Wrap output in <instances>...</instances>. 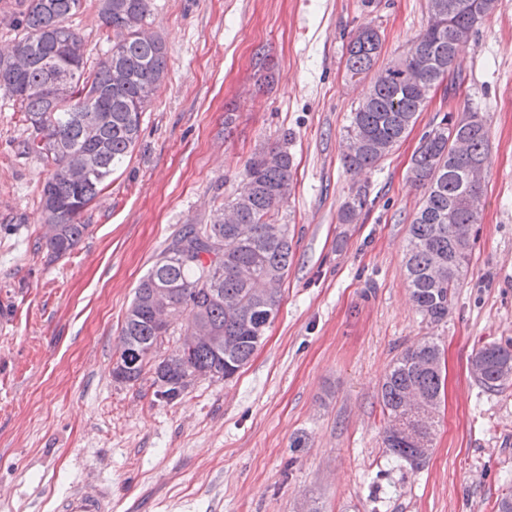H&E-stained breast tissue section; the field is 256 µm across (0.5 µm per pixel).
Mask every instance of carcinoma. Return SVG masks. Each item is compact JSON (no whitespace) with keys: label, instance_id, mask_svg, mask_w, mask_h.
Masks as SVG:
<instances>
[{"label":"carcinoma","instance_id":"carcinoma-1","mask_svg":"<svg viewBox=\"0 0 512 512\" xmlns=\"http://www.w3.org/2000/svg\"><path fill=\"white\" fill-rule=\"evenodd\" d=\"M81 2L27 0L14 21L22 33L10 51L0 53V90L19 103L26 125L18 154L52 168L41 196L48 226L45 246L52 258L71 251L83 236V214L134 149L141 116L167 67L162 37L144 36L150 0H99L104 40L111 42L115 31L124 40L87 65L83 39L68 23ZM462 2L465 7L450 17L448 0H428L427 24L416 46L379 69L380 34L372 27L355 32L346 49V70L350 79H366L368 85L350 113L342 142L347 171L377 167L413 129L431 91L445 82L454 89L461 81L460 48L495 9V0ZM15 57H29L32 63L18 70ZM112 58L123 72L118 84ZM98 109L102 120L88 123V112ZM82 157L94 158L96 168L83 182H72L65 170ZM488 158V125L471 122L467 110L445 114L422 134L413 155L408 179L422 197L409 225L405 267L412 300L431 324L448 318L453 291L467 275L472 244L459 253L455 238L480 223ZM292 168L288 146L261 149L249 159L240 188L217 209L224 218L188 224L173 235L125 314L118 358L122 382H137L150 371L158 395L173 402L187 385L179 383L170 365L183 371L222 369L228 380L249 362L278 312L280 285L292 257L288 225L275 220L291 195ZM366 204V194L356 191L340 209L339 223H358ZM154 288L170 290L168 321L154 309ZM185 314V331L202 322L222 337V346L178 347L168 358L157 359L171 328ZM439 358V345L432 340L397 356L380 388L387 417L406 413L413 392L440 397L444 377L434 367ZM471 365L478 366L473 375L484 387H498L512 376V347L485 344L475 351ZM384 445L391 456L421 468L412 462L413 444L406 437L393 433L384 437Z\"/></svg>","mask_w":512,"mask_h":512}]
</instances>
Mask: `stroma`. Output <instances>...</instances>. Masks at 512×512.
<instances>
[{"label":"stroma","mask_w":512,"mask_h":512,"mask_svg":"<svg viewBox=\"0 0 512 512\" xmlns=\"http://www.w3.org/2000/svg\"><path fill=\"white\" fill-rule=\"evenodd\" d=\"M167 71L135 149L51 259L40 196L50 171L22 157L19 105L0 91V512H53L79 483L112 512H497L512 493V378L470 369L512 344V0L459 53L462 81L434 91L410 134L361 175L341 145L361 85L346 47L379 30V65L405 55L428 0H151ZM96 59L99 0L70 20ZM471 108L489 126V166L466 278L447 320L417 311L403 255L420 190L407 180L421 135ZM232 124H225V116ZM287 142L294 189L279 219L293 256L277 315L232 379L194 381L175 402L113 362L141 277L183 225L206 223L253 153ZM366 216L342 224L356 191ZM426 339L445 391L422 469L391 457L380 384ZM479 370H474V366ZM471 371L487 389H495L512 375V347L488 343L475 351L471 358Z\"/></svg>","instance_id":"stroma-1"}]
</instances>
